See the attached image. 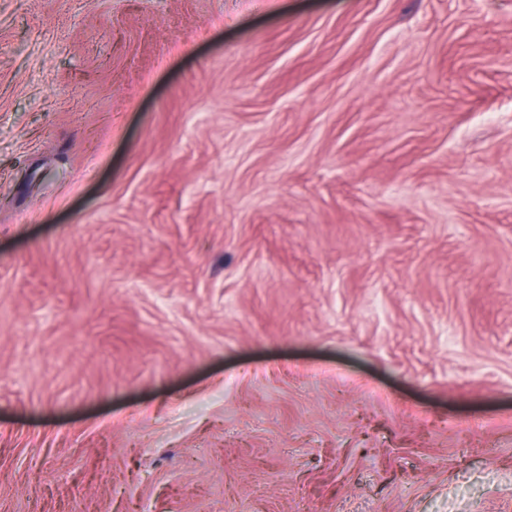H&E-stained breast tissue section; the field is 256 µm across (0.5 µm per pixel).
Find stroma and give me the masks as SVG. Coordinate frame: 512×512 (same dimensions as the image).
<instances>
[{"instance_id":"1","label":"stroma","mask_w":512,"mask_h":512,"mask_svg":"<svg viewBox=\"0 0 512 512\" xmlns=\"http://www.w3.org/2000/svg\"><path fill=\"white\" fill-rule=\"evenodd\" d=\"M512 512V0H0V512Z\"/></svg>"}]
</instances>
